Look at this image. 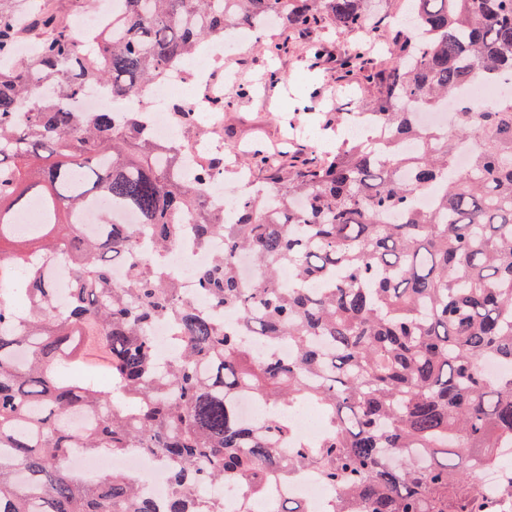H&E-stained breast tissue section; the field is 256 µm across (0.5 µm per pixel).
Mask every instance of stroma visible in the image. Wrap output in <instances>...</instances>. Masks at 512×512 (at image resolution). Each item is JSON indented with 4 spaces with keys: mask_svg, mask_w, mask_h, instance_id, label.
<instances>
[{
    "mask_svg": "<svg viewBox=\"0 0 512 512\" xmlns=\"http://www.w3.org/2000/svg\"><path fill=\"white\" fill-rule=\"evenodd\" d=\"M405 0H379L380 28L341 33L328 26L314 32L332 52L349 51L358 44H374V57L386 55L388 30L405 13ZM272 40L268 30L255 31L251 43L224 58V69L235 75L233 107L224 112V149L237 158H249L255 145L281 147L282 159H302L324 152L320 132L326 119L349 112L355 100L350 88L329 66H316L305 57L304 42L289 44L279 53L265 51ZM305 99L307 112L295 113L297 99Z\"/></svg>",
    "mask_w": 512,
    "mask_h": 512,
    "instance_id": "1",
    "label": "stroma"
}]
</instances>
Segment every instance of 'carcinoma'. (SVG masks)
<instances>
[{
    "label": "carcinoma",
    "mask_w": 512,
    "mask_h": 512,
    "mask_svg": "<svg viewBox=\"0 0 512 512\" xmlns=\"http://www.w3.org/2000/svg\"><path fill=\"white\" fill-rule=\"evenodd\" d=\"M372 0H112V24L81 38L40 0L20 56L22 10L0 9V512H225L202 487H238L236 512L282 475L316 470L336 490L334 512H503L512 475L494 493L476 477L512 452V371L485 377L483 362L512 368V93L487 109L478 84H512V0H408L388 56L358 47L336 58L373 95L361 111L370 135H343L335 151L285 167L265 152L244 163L254 189L232 198L234 222L207 187L224 157L187 170L151 135L145 113L82 112L99 85L115 103L164 79L199 43L271 17L280 51L331 23L357 31ZM457 102L449 124H429ZM187 130L198 116L170 109ZM414 143L418 150L403 151ZM467 166L454 167L460 148ZM434 194L424 208L419 196ZM99 214L89 235L85 212ZM132 216L148 235L140 250ZM194 230L224 239L199 266V293L239 313L236 325L197 310L168 267ZM62 254L67 307L39 257ZM260 270L249 285L238 264ZM126 267L117 284L112 266ZM288 268L292 282L279 277ZM171 323L175 353L161 361L155 325ZM95 336L107 361L95 376L67 371ZM294 355L260 356L281 338ZM270 408L241 419L238 399ZM305 401L326 414L315 448L288 445V413ZM84 426L66 424L73 412ZM132 449L167 464L163 507L140 479H95L72 469L75 450Z\"/></svg>",
    "instance_id": "cac0c4a2"
}]
</instances>
